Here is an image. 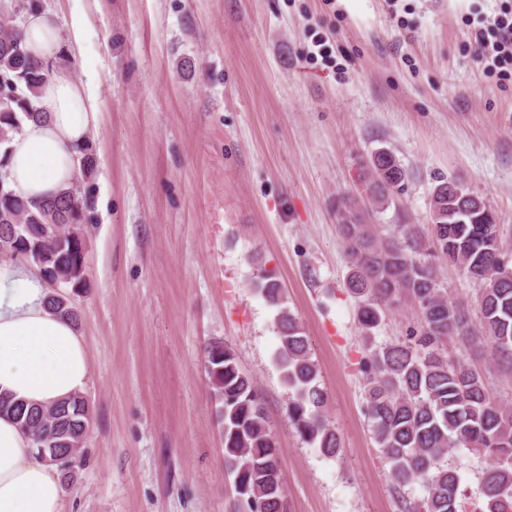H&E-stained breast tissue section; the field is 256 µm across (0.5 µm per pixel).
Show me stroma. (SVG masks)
<instances>
[{
  "label": "stroma",
  "instance_id": "obj_1",
  "mask_svg": "<svg viewBox=\"0 0 512 512\" xmlns=\"http://www.w3.org/2000/svg\"><path fill=\"white\" fill-rule=\"evenodd\" d=\"M64 39V72L93 82L96 166L88 203V286L74 303L91 373L92 429L68 512H235L224 437L205 371L214 341L257 382L282 454L288 512H405L424 482L396 489L365 414L367 355L346 290L339 211L347 200L383 239L431 234L430 198L458 179L512 238V81L483 74L467 20L502 0H40ZM321 36L335 68L309 63ZM407 177L383 206L360 166L376 149ZM274 273L327 392L336 457L305 444L289 417L277 320L257 284ZM420 323L410 298L377 342ZM512 403V365L458 342ZM469 512L486 458L450 449Z\"/></svg>",
  "mask_w": 512,
  "mask_h": 512
}]
</instances>
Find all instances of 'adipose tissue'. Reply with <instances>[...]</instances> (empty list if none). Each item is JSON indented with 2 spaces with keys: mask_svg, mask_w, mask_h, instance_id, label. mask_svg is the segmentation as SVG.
<instances>
[{
  "mask_svg": "<svg viewBox=\"0 0 512 512\" xmlns=\"http://www.w3.org/2000/svg\"><path fill=\"white\" fill-rule=\"evenodd\" d=\"M26 47L52 72L37 105L44 117L24 122L7 145L8 184L39 200L68 188L77 175L78 146L98 121L92 84L74 82L58 67L72 49L54 19L28 15ZM48 288L28 266L0 263V394L49 405L82 391L90 379V356L68 320L50 312ZM64 491L55 466L39 459L32 441L0 414V512H63Z\"/></svg>",
  "mask_w": 512,
  "mask_h": 512,
  "instance_id": "1",
  "label": "adipose tissue"
}]
</instances>
